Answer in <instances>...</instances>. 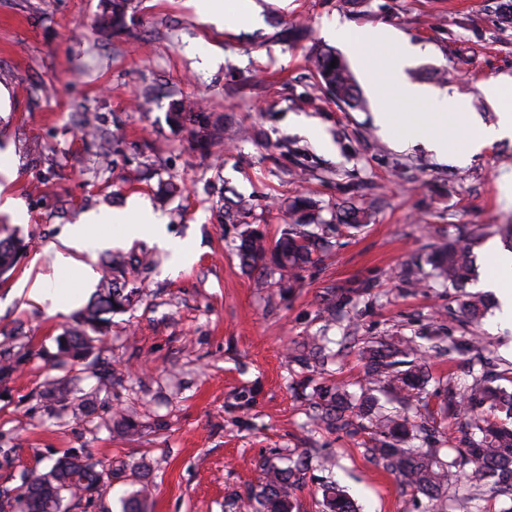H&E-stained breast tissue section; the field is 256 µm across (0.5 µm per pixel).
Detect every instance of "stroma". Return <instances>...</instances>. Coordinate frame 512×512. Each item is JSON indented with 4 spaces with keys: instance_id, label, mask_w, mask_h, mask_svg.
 <instances>
[{
    "instance_id": "35a3bbf8",
    "label": "stroma",
    "mask_w": 512,
    "mask_h": 512,
    "mask_svg": "<svg viewBox=\"0 0 512 512\" xmlns=\"http://www.w3.org/2000/svg\"><path fill=\"white\" fill-rule=\"evenodd\" d=\"M264 21L219 29L201 23L190 0H131L124 32L101 39V0H0V192L22 212L0 210L27 248L0 279V354H24L0 381V512L11 508L35 473L63 453L89 454L107 472L105 492L70 512H121V500L148 482V512H243L263 464L291 450L329 448L331 468L311 465L300 481L298 512H320V486L343 487L362 512H423L425 499L365 454L366 431L349 437L311 427L309 395L319 386L360 394L363 342L393 336L465 333L460 308L489 275L488 245L504 248L499 225L512 221L502 200L512 190V141L487 147L464 166L438 162L422 147L396 150L375 122L378 101L365 58L342 53L364 100L352 110L315 87L310 53L330 46L324 30L340 21L363 32L386 25L420 44L409 81L469 99L475 125L497 119L481 83L506 82L512 105V25L499 0H265ZM212 113L224 140L201 156L189 128L167 120L173 102ZM95 117L108 154L84 137L80 116ZM180 194L157 200L162 184ZM308 197L321 208L334 244L304 268L298 287L255 285L237 256L242 230L276 240ZM141 199L173 236L194 251L177 275L167 252L145 239L98 252L154 256L157 265L131 278L138 302L113 315L94 354L112 379L60 362L57 339L72 311L31 297L54 280L63 229L90 211ZM368 212L360 229L341 224L343 210ZM479 224L473 246L477 280L459 290L414 287L405 268L426 271L435 243ZM331 288H354L348 317L323 310ZM489 308L479 330L482 352L431 358L434 377L459 390L485 360L512 369V330ZM336 354L313 371L286 356L314 335ZM69 383L62 401L50 393ZM427 396L412 421L433 429L432 447L451 455L464 436L446 424ZM130 417L134 431L116 424Z\"/></svg>"
}]
</instances>
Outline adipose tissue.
I'll list each match as a JSON object with an SVG mask.
<instances>
[{
  "label": "adipose tissue",
  "instance_id": "1",
  "mask_svg": "<svg viewBox=\"0 0 512 512\" xmlns=\"http://www.w3.org/2000/svg\"><path fill=\"white\" fill-rule=\"evenodd\" d=\"M193 6L201 22L219 28L231 26L237 21L256 25L263 20V9L257 0H247L243 11L236 16L225 12L222 0H193ZM334 35L355 56L363 54L364 43L368 40L392 44V52L382 61L386 81L374 86L373 91L382 101L377 122L382 128L393 132L398 149L419 143L438 157L451 156L462 160L480 153L493 143L512 139V107L501 105L502 86L498 81L490 80L480 86L485 98L500 105L497 122L469 131L465 128L469 120L465 96L441 92L407 80L405 70L419 51L417 45L387 27L358 34L349 27L340 26ZM392 93L396 94L401 111H394L387 104L386 99ZM424 103L431 104V111H421L420 106ZM104 227L111 229V236L101 235L100 230ZM112 236L123 239L150 237L179 258L191 252L187 242L172 239L165 226L159 224L155 216L143 207L131 204L123 210L90 213L67 226L64 232L66 248L56 252L54 257L59 277L38 288V296L52 297L57 308H65L70 298V290L65 286L66 275L91 282L95 273L90 261Z\"/></svg>",
  "mask_w": 512,
  "mask_h": 512
}]
</instances>
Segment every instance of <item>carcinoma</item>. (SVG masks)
Segmentation results:
<instances>
[{"label": "carcinoma", "mask_w": 512, "mask_h": 512, "mask_svg": "<svg viewBox=\"0 0 512 512\" xmlns=\"http://www.w3.org/2000/svg\"><path fill=\"white\" fill-rule=\"evenodd\" d=\"M129 0H104L98 31L107 35L125 27ZM319 85L326 93L352 109L362 108L363 101L348 66L330 48H323L311 58ZM168 120L175 126L190 125L197 149L210 152L221 138L220 128L210 114L197 110L188 112L182 104H174ZM313 207L308 199L292 204L300 215L299 223L291 224L274 247L254 231H247L238 245L244 266L261 269L257 284L270 285L264 275L271 264L279 275L277 284L296 287L299 272L313 261V254L324 253L329 242L310 229L305 222ZM22 239L11 233L0 237V274L14 265ZM430 276L443 286L462 288L474 278L475 269L470 244L457 237L436 244L432 253ZM155 262L148 255L130 261L112 258L105 262L100 288L75 317V326L68 331L66 349L79 354L92 348L96 335L103 333L109 315L127 311L134 302L135 291L126 290L120 282L133 273L153 269ZM467 320L475 324L483 317L486 304L482 297L471 296L462 306ZM304 361L325 359L320 336H308L300 344ZM367 368L368 392L352 400L344 390L321 388L312 396V421L329 430L351 432L357 420H368L369 439L366 454L394 475L400 483L428 499L427 512H435V502L450 487L465 496L498 494L512 491V392L493 381L480 378L464 393L450 391L444 398L442 411L452 419L462 414L469 438L451 462L441 460L430 448L415 443L422 428L409 417H391L377 412L380 393L401 403L404 410L413 406L414 398L426 391L430 380L427 369L429 348L414 336H396L388 340L369 341L360 349ZM287 464L269 463L263 468L260 490L254 499L256 512H293L300 475L311 463L304 453L290 454ZM106 472L101 461L90 455L66 453L56 459L43 473L29 480L16 498L19 512H62L64 501H80L103 488ZM323 512H356V505L336 483L328 481L321 487ZM149 489L143 485L123 500L124 512H144Z\"/></svg>", "instance_id": "1"}]
</instances>
